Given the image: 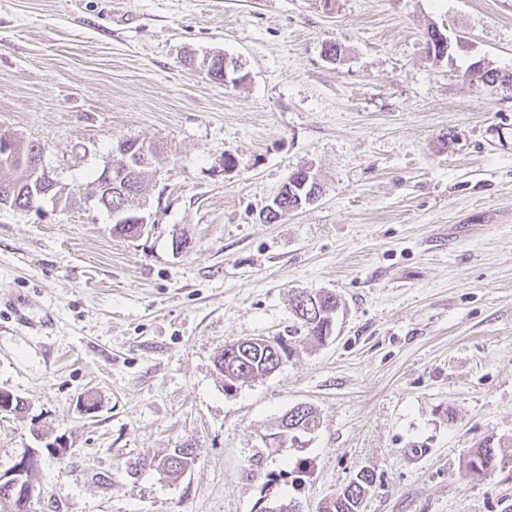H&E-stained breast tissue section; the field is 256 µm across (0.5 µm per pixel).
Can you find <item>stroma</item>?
Returning <instances> with one entry per match:
<instances>
[{
	"label": "stroma",
	"mask_w": 512,
	"mask_h": 512,
	"mask_svg": "<svg viewBox=\"0 0 512 512\" xmlns=\"http://www.w3.org/2000/svg\"><path fill=\"white\" fill-rule=\"evenodd\" d=\"M216 52L246 81L189 62ZM474 64L512 74V0H0V131L68 166L78 143L94 166L119 138L159 152L140 236L0 210V391L27 403L0 413V472L36 451L35 512H319L362 470L363 512H512V81ZM307 164L319 200L264 222ZM296 291L339 298L325 340ZM262 336L291 358L226 389L215 356ZM301 403L305 447L263 450ZM172 448L196 454L181 476L126 468ZM259 451L306 460L303 486L248 476ZM303 292L304 291L297 292L293 296V299L291 301V310H292L293 316L298 321L297 324L299 325V326H296V329L297 330L304 329L307 331L308 335L313 336L315 339H317L319 341H322L323 340L322 327H323V321L325 320V316H326V315H324V312L327 311V313H329V310L332 309V307L336 306L337 303L339 304V301L335 295V301L333 302L332 305H331V303L325 301V303L323 305L319 306V308H317V310H316L314 304L309 305L308 311H313V314L311 316H309L306 320H304L303 318L299 317V314L302 317H305L304 309L306 311V307L304 306L300 310V304L302 303V301H300L297 297L299 294H301ZM327 313H325V314H327ZM319 315H320V319H318V321L316 323H314L317 320V316H319ZM310 321H312V322H310ZM496 463V457L494 449L487 446L472 448L469 454L467 467L468 470L475 473L481 474L489 469L494 468ZM477 466V468L475 467Z\"/></svg>",
	"instance_id": "obj_1"
}]
</instances>
